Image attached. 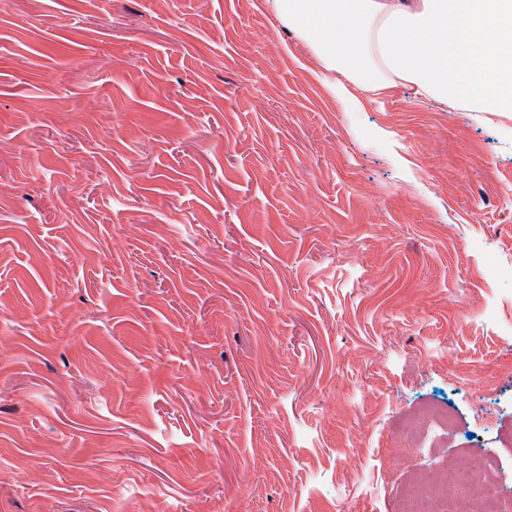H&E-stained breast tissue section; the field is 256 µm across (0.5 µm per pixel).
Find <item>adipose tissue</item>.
I'll return each instance as SVG.
<instances>
[{"label": "adipose tissue", "mask_w": 512, "mask_h": 512, "mask_svg": "<svg viewBox=\"0 0 512 512\" xmlns=\"http://www.w3.org/2000/svg\"><path fill=\"white\" fill-rule=\"evenodd\" d=\"M336 99L414 97L512 112V0H265Z\"/></svg>", "instance_id": "1"}]
</instances>
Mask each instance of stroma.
I'll return each instance as SVG.
<instances>
[{
  "label": "stroma",
  "instance_id": "35a3bbf8",
  "mask_svg": "<svg viewBox=\"0 0 512 512\" xmlns=\"http://www.w3.org/2000/svg\"><path fill=\"white\" fill-rule=\"evenodd\" d=\"M321 71L264 0H0V512L512 485V112Z\"/></svg>",
  "mask_w": 512,
  "mask_h": 512
}]
</instances>
